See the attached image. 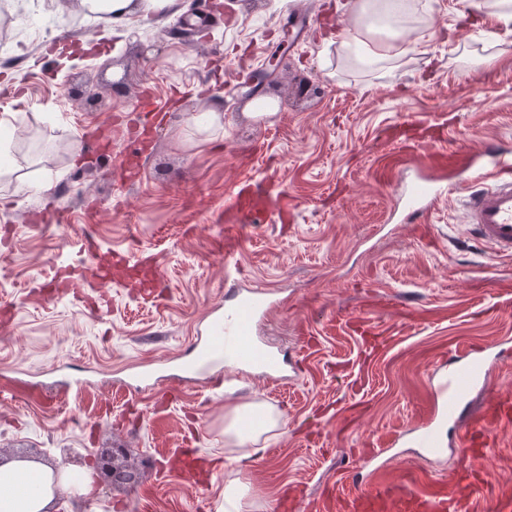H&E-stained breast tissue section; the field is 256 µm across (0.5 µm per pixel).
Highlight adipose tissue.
Instances as JSON below:
<instances>
[{
    "label": "adipose tissue",
    "instance_id": "obj_1",
    "mask_svg": "<svg viewBox=\"0 0 512 512\" xmlns=\"http://www.w3.org/2000/svg\"><path fill=\"white\" fill-rule=\"evenodd\" d=\"M172 0H74L73 10L85 18H97L103 13L113 19L128 15L159 14L167 10ZM347 43L357 64L375 69L394 61L408 50V41L400 31L379 39L372 32H350ZM52 469L27 461L0 464V512H47L55 500L52 489Z\"/></svg>",
    "mask_w": 512,
    "mask_h": 512
}]
</instances>
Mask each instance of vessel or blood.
I'll list each match as a JSON object with an SVG mask.
<instances>
[{"label": "vessel or blood", "mask_w": 512, "mask_h": 512, "mask_svg": "<svg viewBox=\"0 0 512 512\" xmlns=\"http://www.w3.org/2000/svg\"><path fill=\"white\" fill-rule=\"evenodd\" d=\"M492 167L478 165L475 154H465L470 172L464 190L466 227L483 246L499 256H512V151L495 148ZM442 192L428 180L407 197L411 214L430 213L443 203ZM224 315L214 316L207 336L188 347L202 359L224 352L227 360L244 369H257L275 382L285 375L278 355L258 337L256 325L275 302L264 290L234 288ZM481 346L470 347L448 365L444 382L433 388L421 410V446L434 451L442 424H450L448 446L455 463L448 475L431 477L414 470L399 471L382 451L369 448L366 460L375 464L376 481L355 483L352 491L331 495L334 512H512V490L491 488L480 463L489 439L512 430V403L500 399L491 385L490 365Z\"/></svg>", "instance_id": "obj_1"}]
</instances>
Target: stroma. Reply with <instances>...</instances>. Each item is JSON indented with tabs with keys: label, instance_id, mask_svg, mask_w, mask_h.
<instances>
[{
	"label": "stroma",
	"instance_id": "1",
	"mask_svg": "<svg viewBox=\"0 0 512 512\" xmlns=\"http://www.w3.org/2000/svg\"><path fill=\"white\" fill-rule=\"evenodd\" d=\"M208 2L230 21L198 43L183 28L193 0L113 24L0 0V80L21 92L0 94V114L28 175L50 184L26 194L0 179V382L54 395L0 394V458L56 468L75 449L91 496L69 482L55 512H224L237 478L244 512H279L289 492L321 499L344 474L365 478L364 449L416 421L451 350L512 349V258L469 246L456 191L440 214L403 223L419 172L400 163L440 162L448 144L512 146V26L461 0H415L411 52L372 71L347 59L336 0ZM302 5L306 42H269ZM73 38L107 48L45 56ZM275 55L272 85L225 92L226 73ZM213 103L219 125L199 124ZM268 184L288 214L229 221L225 198ZM92 246L111 285L91 275ZM235 279L278 299L262 333L287 350L292 384L242 376L213 395L200 378L223 369L216 356L186 360L185 383L123 388L130 366L182 353ZM252 405L281 418L256 453L224 434ZM107 448L135 481L99 475Z\"/></svg>",
	"mask_w": 512,
	"mask_h": 512
}]
</instances>
